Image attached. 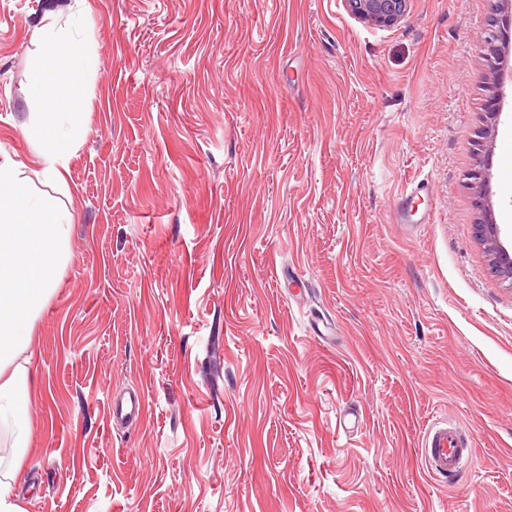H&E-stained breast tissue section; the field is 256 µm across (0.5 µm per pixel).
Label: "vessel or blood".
<instances>
[{"label":"vessel or blood","mask_w":512,"mask_h":512,"mask_svg":"<svg viewBox=\"0 0 512 512\" xmlns=\"http://www.w3.org/2000/svg\"><path fill=\"white\" fill-rule=\"evenodd\" d=\"M142 410L143 401L136 392L112 402V417L118 421L137 419ZM422 447L428 473L445 479L460 473L472 456L471 448L460 437L456 422L451 420L430 424L424 433Z\"/></svg>","instance_id":"obj_1"}]
</instances>
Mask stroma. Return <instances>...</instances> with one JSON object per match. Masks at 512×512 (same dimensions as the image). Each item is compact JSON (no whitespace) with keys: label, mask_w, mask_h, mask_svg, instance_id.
<instances>
[{"label":"stroma","mask_w":512,"mask_h":512,"mask_svg":"<svg viewBox=\"0 0 512 512\" xmlns=\"http://www.w3.org/2000/svg\"><path fill=\"white\" fill-rule=\"evenodd\" d=\"M71 258L24 351V512H512V82L488 119L494 0H91ZM0 0V150L33 177L46 15ZM413 221H396L397 207ZM141 390L133 423L112 395ZM456 420L450 480L421 435ZM408 0H345L358 19L381 27H394L406 16ZM486 168L478 166L470 173L473 180L479 201L478 218L473 225L474 238L485 250L494 271L506 281L512 283V251L503 245L500 239V227L495 223L492 215V207L484 197V184L487 174ZM422 447L426 469L432 477H454L472 456V449L464 444L457 423L452 420L430 424L424 433Z\"/></svg>","instance_id":"obj_1"}]
</instances>
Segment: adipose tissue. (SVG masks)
Instances as JSON below:
<instances>
[{"instance_id":"ef3b65f1","label":"adipose tissue","mask_w":512,"mask_h":512,"mask_svg":"<svg viewBox=\"0 0 512 512\" xmlns=\"http://www.w3.org/2000/svg\"><path fill=\"white\" fill-rule=\"evenodd\" d=\"M75 3L67 25L50 16L35 31L43 63L32 74L28 94L42 101L43 110L29 136L43 190H36L10 159L0 160V425L11 429L18 456L0 474V512H21L12 485L27 452L25 422L33 397L31 375L20 356L70 257L74 216L49 190L64 184L69 161L88 132L75 90L64 80L90 64L88 51L75 44L90 33L94 17L87 0Z\"/></svg>"}]
</instances>
